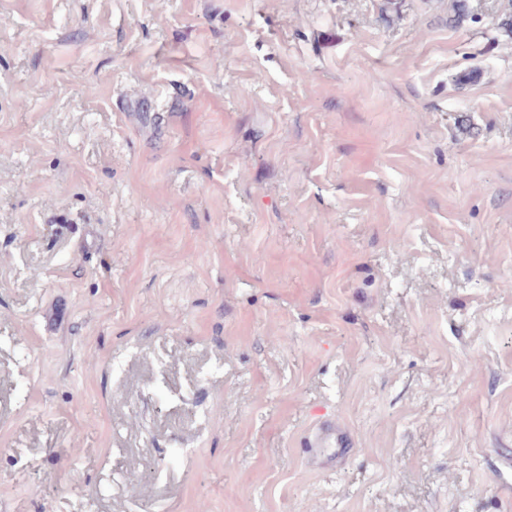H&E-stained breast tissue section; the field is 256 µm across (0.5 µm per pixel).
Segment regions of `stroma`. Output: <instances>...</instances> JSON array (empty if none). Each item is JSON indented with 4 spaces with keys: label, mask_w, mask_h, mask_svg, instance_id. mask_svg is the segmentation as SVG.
Returning a JSON list of instances; mask_svg holds the SVG:
<instances>
[{
    "label": "stroma",
    "mask_w": 512,
    "mask_h": 512,
    "mask_svg": "<svg viewBox=\"0 0 512 512\" xmlns=\"http://www.w3.org/2000/svg\"><path fill=\"white\" fill-rule=\"evenodd\" d=\"M466 2L0 0V512H512V0ZM354 442L334 419H325L314 432V442L311 448H315L316 454L329 452L331 458L340 459L346 456L354 448Z\"/></svg>",
    "instance_id": "35a3bbf8"
}]
</instances>
